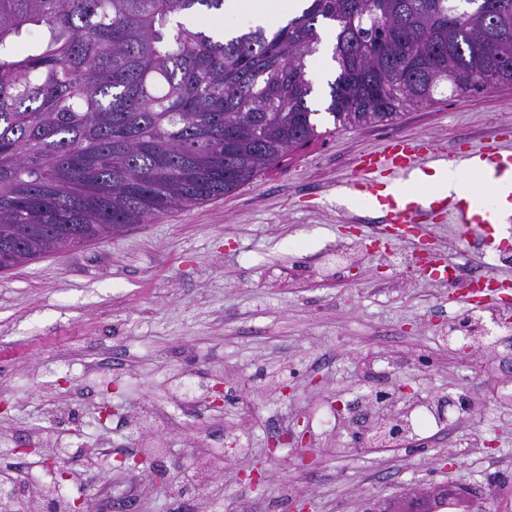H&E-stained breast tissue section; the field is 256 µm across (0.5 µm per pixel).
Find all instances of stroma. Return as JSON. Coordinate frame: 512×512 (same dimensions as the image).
Listing matches in <instances>:
<instances>
[{
    "label": "stroma",
    "instance_id": "obj_1",
    "mask_svg": "<svg viewBox=\"0 0 512 512\" xmlns=\"http://www.w3.org/2000/svg\"><path fill=\"white\" fill-rule=\"evenodd\" d=\"M280 167L205 204L179 207L78 250L59 249L0 274V474L58 481L68 500L131 491L132 512H364L417 486L476 492L512 512V334L469 356L438 325L466 308L465 282L445 287L393 265L377 212L347 205L356 162L385 140L454 150L512 141V88L408 107L390 124L336 126ZM442 259L512 279V235L475 254L459 231L423 218ZM354 247L338 273L328 253ZM195 381V412L179 402ZM222 382L213 405L205 388ZM287 390H280V383ZM404 387L418 403L446 401L447 423L372 452L356 450L349 406L365 383ZM302 427L307 445L270 451L276 430ZM42 450L15 445L33 432ZM108 457L96 455L102 439ZM159 449L166 463L221 458L209 483L183 494L117 469L118 457ZM64 452L82 482L43 461ZM262 468L252 486L248 475Z\"/></svg>",
    "mask_w": 512,
    "mask_h": 512
}]
</instances>
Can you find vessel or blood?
Listing matches in <instances>:
<instances>
[{
  "label": "vessel or blood",
  "mask_w": 512,
  "mask_h": 512,
  "mask_svg": "<svg viewBox=\"0 0 512 512\" xmlns=\"http://www.w3.org/2000/svg\"><path fill=\"white\" fill-rule=\"evenodd\" d=\"M441 150L430 142H407L398 138L387 141L382 150L361 156L357 161L356 181L351 188L362 203L386 213L393 227L412 231L418 228L422 216L455 217L460 232L472 241L477 251H485L494 242L495 225L512 212V188L495 190L493 195L481 198L463 189L446 196H405L398 190V180L411 174L431 175L430 160H441ZM456 163L477 172H490L494 176L512 177V146L488 144L455 155ZM499 293L485 287L483 279L475 278L468 284L465 302L483 306L498 303Z\"/></svg>",
  "instance_id": "1"
}]
</instances>
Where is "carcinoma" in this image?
<instances>
[{
	"label": "carcinoma",
	"instance_id": "cac0c4a2",
	"mask_svg": "<svg viewBox=\"0 0 512 512\" xmlns=\"http://www.w3.org/2000/svg\"><path fill=\"white\" fill-rule=\"evenodd\" d=\"M223 21L224 0H0V229L23 245L0 271L220 198L319 140L322 25L342 125L512 85V0H307L228 40Z\"/></svg>",
	"mask_w": 512,
	"mask_h": 512
}]
</instances>
